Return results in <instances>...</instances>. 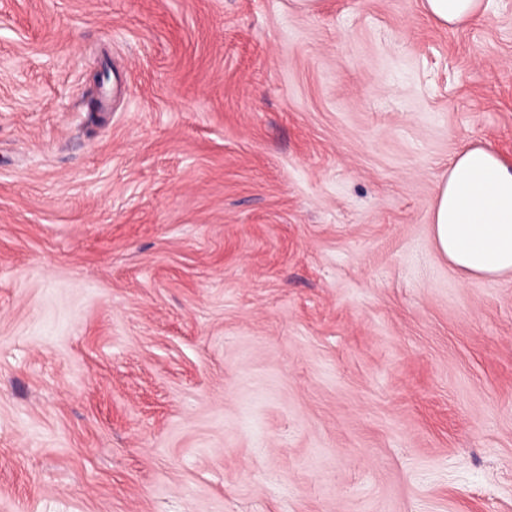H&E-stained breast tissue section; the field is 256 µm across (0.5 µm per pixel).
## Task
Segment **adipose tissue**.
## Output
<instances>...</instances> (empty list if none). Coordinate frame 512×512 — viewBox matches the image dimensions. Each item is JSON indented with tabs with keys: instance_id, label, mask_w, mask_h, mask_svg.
Segmentation results:
<instances>
[{
	"instance_id": "obj_1",
	"label": "adipose tissue",
	"mask_w": 512,
	"mask_h": 512,
	"mask_svg": "<svg viewBox=\"0 0 512 512\" xmlns=\"http://www.w3.org/2000/svg\"><path fill=\"white\" fill-rule=\"evenodd\" d=\"M437 23L483 13V0H422ZM433 231L443 256L469 277L512 272V164L482 146L462 149L439 186Z\"/></svg>"
}]
</instances>
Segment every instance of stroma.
<instances>
[{
	"instance_id": "1",
	"label": "stroma",
	"mask_w": 512,
	"mask_h": 512,
	"mask_svg": "<svg viewBox=\"0 0 512 512\" xmlns=\"http://www.w3.org/2000/svg\"><path fill=\"white\" fill-rule=\"evenodd\" d=\"M469 145L512 0H0V512H512V272L432 232ZM426 13L442 25H456L483 13V0H422Z\"/></svg>"
}]
</instances>
